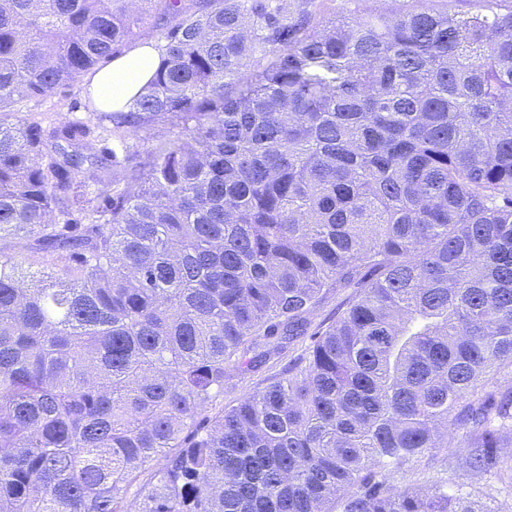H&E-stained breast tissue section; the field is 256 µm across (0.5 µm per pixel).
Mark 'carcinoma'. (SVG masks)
<instances>
[{"instance_id": "carcinoma-1", "label": "carcinoma", "mask_w": 512, "mask_h": 512, "mask_svg": "<svg viewBox=\"0 0 512 512\" xmlns=\"http://www.w3.org/2000/svg\"><path fill=\"white\" fill-rule=\"evenodd\" d=\"M473 2L0 0V241L42 258L0 248V512H488L393 484L439 448L512 488V3ZM152 21L126 111L17 109ZM308 342L309 341H306L303 344L300 343L296 345L294 349H290L282 361H279L278 363H272L270 361L255 372H246L233 378L228 384L224 385V395L219 397L216 408L213 406V408L206 409V411L202 412L200 418L212 416L213 413L222 408V406L236 404L239 400L251 395L263 378L277 373L282 364L289 361L292 357L302 353V350Z\"/></svg>"}]
</instances>
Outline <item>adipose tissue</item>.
Listing matches in <instances>:
<instances>
[{"label": "adipose tissue", "mask_w": 512, "mask_h": 512, "mask_svg": "<svg viewBox=\"0 0 512 512\" xmlns=\"http://www.w3.org/2000/svg\"><path fill=\"white\" fill-rule=\"evenodd\" d=\"M160 63L158 50L150 44L137 46L115 58L91 79V89L101 110L118 112L140 92Z\"/></svg>", "instance_id": "ef3b65f1"}]
</instances>
